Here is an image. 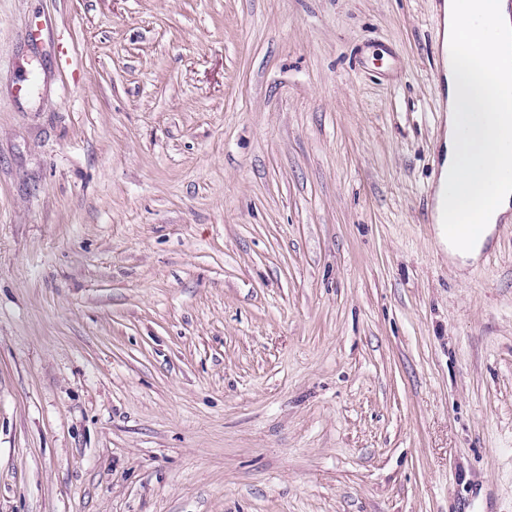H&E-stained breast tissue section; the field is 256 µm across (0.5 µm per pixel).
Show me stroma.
<instances>
[{
    "label": "stroma",
    "mask_w": 512,
    "mask_h": 512,
    "mask_svg": "<svg viewBox=\"0 0 512 512\" xmlns=\"http://www.w3.org/2000/svg\"><path fill=\"white\" fill-rule=\"evenodd\" d=\"M438 0H0V512H512V222L441 249Z\"/></svg>",
    "instance_id": "35a3bbf8"
}]
</instances>
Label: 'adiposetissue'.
<instances>
[{
	"label": "adipose tissue",
	"mask_w": 512,
	"mask_h": 512,
	"mask_svg": "<svg viewBox=\"0 0 512 512\" xmlns=\"http://www.w3.org/2000/svg\"><path fill=\"white\" fill-rule=\"evenodd\" d=\"M512 0H445L446 131L440 184L452 185L437 237L451 259L477 260L512 213Z\"/></svg>",
	"instance_id": "adipose-tissue-1"
}]
</instances>
